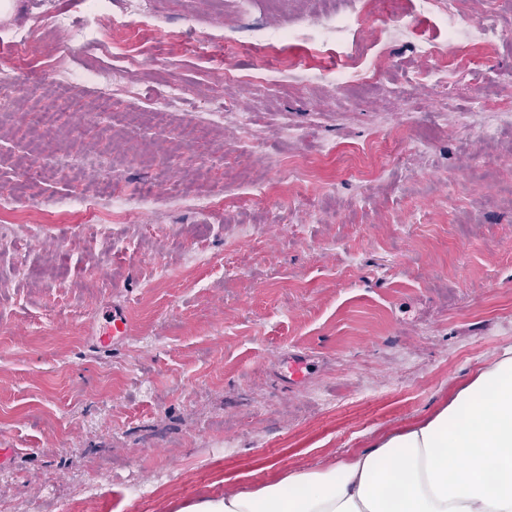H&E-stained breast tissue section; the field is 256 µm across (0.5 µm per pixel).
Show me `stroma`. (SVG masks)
Returning <instances> with one entry per match:
<instances>
[{
  "label": "stroma",
  "instance_id": "35a3bbf8",
  "mask_svg": "<svg viewBox=\"0 0 512 512\" xmlns=\"http://www.w3.org/2000/svg\"><path fill=\"white\" fill-rule=\"evenodd\" d=\"M12 2L0 30L36 12L51 38L35 58L0 51L18 98L0 119V188L18 215L0 222V441L20 451L0 470L5 512H68L90 481L97 512H181L253 490L417 424L512 351V118L490 141L457 128L479 121L476 96L512 105V0H465L463 23L488 21L497 37L444 83L418 81L429 63L407 32L376 80L340 93V67L371 63L377 30L410 0H380L337 47L312 41L309 0H152V18L120 35L137 59L124 81L140 107L183 85L170 123L84 112L38 130L39 154L13 126L55 105L46 81L110 64L112 47L55 32L41 0ZM246 23L285 36L262 55L225 44ZM228 67L268 69L280 87L221 84ZM213 107L223 122L181 145L177 127ZM418 140L426 150L409 152ZM63 153L62 175L24 189L16 159L48 171ZM112 181L154 193L147 214L106 235L78 213L37 238L22 231L33 208ZM207 192L234 207L173 203ZM113 307L129 333L96 347ZM294 355L312 363L297 382Z\"/></svg>",
  "mask_w": 512,
  "mask_h": 512
}]
</instances>
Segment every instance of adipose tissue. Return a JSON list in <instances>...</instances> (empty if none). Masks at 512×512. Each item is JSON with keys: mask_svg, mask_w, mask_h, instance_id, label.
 Instances as JSON below:
<instances>
[{"mask_svg": "<svg viewBox=\"0 0 512 512\" xmlns=\"http://www.w3.org/2000/svg\"><path fill=\"white\" fill-rule=\"evenodd\" d=\"M188 512H512V352L416 427Z\"/></svg>", "mask_w": 512, "mask_h": 512, "instance_id": "obj_1", "label": "adipose tissue"}]
</instances>
